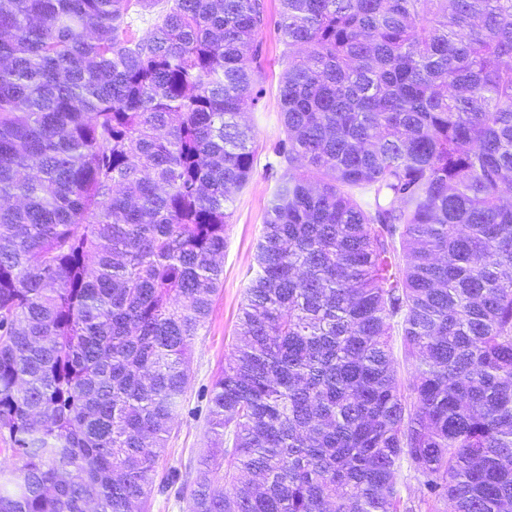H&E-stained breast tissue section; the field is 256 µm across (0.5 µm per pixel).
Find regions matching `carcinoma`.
Segmentation results:
<instances>
[{"label":"carcinoma","mask_w":512,"mask_h":512,"mask_svg":"<svg viewBox=\"0 0 512 512\" xmlns=\"http://www.w3.org/2000/svg\"><path fill=\"white\" fill-rule=\"evenodd\" d=\"M277 16L282 173L187 512H399L403 461L434 512H512V0ZM265 24L0 0V512H145L254 173ZM391 347L396 361L398 378L402 388L407 389L413 379L415 366L412 359L405 357L403 339L397 331L393 333Z\"/></svg>","instance_id":"obj_1"}]
</instances>
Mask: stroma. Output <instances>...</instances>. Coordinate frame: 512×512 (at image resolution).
Returning a JSON list of instances; mask_svg holds the SVG:
<instances>
[{
  "label": "stroma",
  "mask_w": 512,
  "mask_h": 512,
  "mask_svg": "<svg viewBox=\"0 0 512 512\" xmlns=\"http://www.w3.org/2000/svg\"><path fill=\"white\" fill-rule=\"evenodd\" d=\"M267 21L259 34L264 94L245 119L255 133V170L247 187L236 194L224 249V284L193 344L191 383L183 398L171 436L162 451L160 470L168 479L155 487L149 512H187L180 489L195 477L198 459L209 446L204 389L222 370L232 344L241 336L238 315L253 276L252 264L265 211L282 172L276 148L282 137L279 81L285 67L275 22L278 0H265Z\"/></svg>",
  "instance_id": "obj_1"
}]
</instances>
